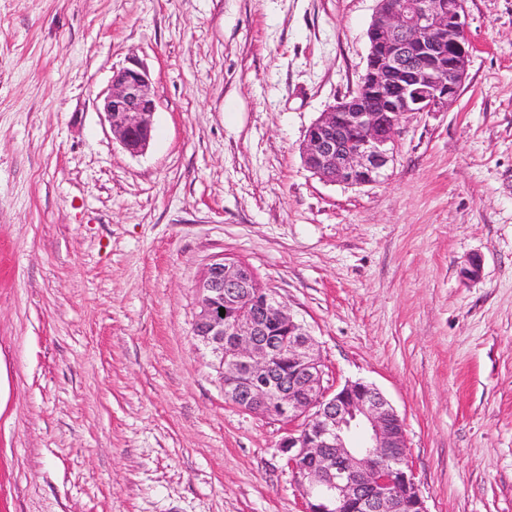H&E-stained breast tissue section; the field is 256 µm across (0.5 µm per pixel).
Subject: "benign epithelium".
<instances>
[{
	"label": "benign epithelium",
	"mask_w": 512,
	"mask_h": 512,
	"mask_svg": "<svg viewBox=\"0 0 512 512\" xmlns=\"http://www.w3.org/2000/svg\"><path fill=\"white\" fill-rule=\"evenodd\" d=\"M466 2L377 0L367 29V84L391 102L389 111L339 99L306 134L302 158L309 171L347 186L386 176L401 116L441 111L465 82ZM412 52L420 59L414 66L408 63ZM101 109L125 151L147 150L156 103L144 67L115 70ZM197 292L193 335L214 357L225 399L288 425L281 448L305 512H428L404 423L378 388L349 381L335 392L326 389L304 323L248 265L214 259Z\"/></svg>",
	"instance_id": "obj_1"
}]
</instances>
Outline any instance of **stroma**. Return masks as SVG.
<instances>
[{
    "label": "stroma",
    "instance_id": "obj_1",
    "mask_svg": "<svg viewBox=\"0 0 512 512\" xmlns=\"http://www.w3.org/2000/svg\"><path fill=\"white\" fill-rule=\"evenodd\" d=\"M376 5L0 0V512H303L285 426L192 333L222 256L305 322L325 388L390 401L428 512H512V0H467L458 96L348 187L300 146ZM132 60L139 156L99 102Z\"/></svg>",
    "mask_w": 512,
    "mask_h": 512
}]
</instances>
